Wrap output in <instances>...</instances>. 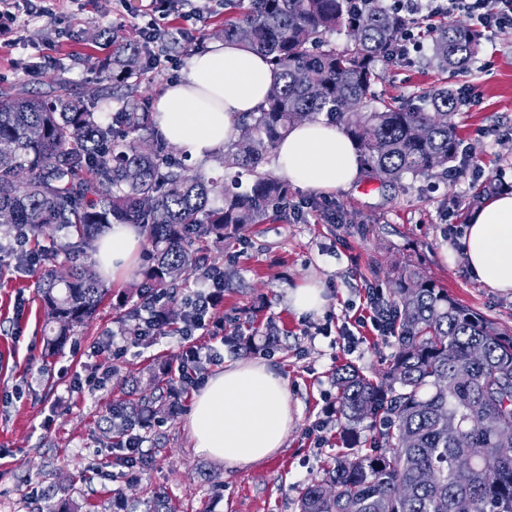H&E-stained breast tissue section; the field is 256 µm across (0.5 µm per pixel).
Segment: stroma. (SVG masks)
Here are the masks:
<instances>
[{
	"label": "stroma",
	"mask_w": 512,
	"mask_h": 512,
	"mask_svg": "<svg viewBox=\"0 0 512 512\" xmlns=\"http://www.w3.org/2000/svg\"><path fill=\"white\" fill-rule=\"evenodd\" d=\"M138 0H56L52 11L30 16L17 10V38L0 42V88L21 87L70 98L115 112L124 100L154 103L176 82L188 61L224 38L233 6L213 0L201 20L180 10L165 19L173 42L166 72L143 69L127 86L112 78V36L138 38L145 20ZM374 86L378 99L407 104L416 92L447 86L475 87L473 105L453 116L460 145L481 166L480 179L451 172L401 183L359 173L346 189L332 191L340 223L320 216L296 219L282 212L245 225L234 238L211 246L209 263L224 269V300L215 316L224 334L250 330L277 338L268 348L229 349L210 332L188 342L212 347L222 364L255 358L288 381L298 408L286 448L270 460L230 470L195 452L187 429L192 392L176 391L177 411L142 430L144 465L121 468L112 453L121 419L115 404L125 383L139 379L152 393L149 371L177 370L186 340L175 332L129 345L125 354L93 355L103 337H123L117 320L120 297L141 278L111 284L93 322L77 329L52 359L43 355L44 313L35 274L0 258V512H67L78 501L82 512H149L165 496L171 512H297L303 489L320 480L345 446L339 422L323 424L335 401L337 366L351 364L375 378L396 352V340L365 323L368 291L389 290L399 272L417 268L449 295L501 331L512 335V293L485 288L473 279L460 255L458 232L474 207L490 198L496 173L512 182V36L482 43L469 70L439 67L430 54L407 63L384 62ZM322 284L326 304L300 315L288 305V291ZM101 365L102 383L76 390L70 382Z\"/></svg>",
	"instance_id": "stroma-1"
}]
</instances>
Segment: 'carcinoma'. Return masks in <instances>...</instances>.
I'll list each match as a JSON object with an SVG mask.
<instances>
[{
	"mask_svg": "<svg viewBox=\"0 0 512 512\" xmlns=\"http://www.w3.org/2000/svg\"><path fill=\"white\" fill-rule=\"evenodd\" d=\"M400 25L392 10H360L353 0H249L224 22V39L266 57L275 72L265 104L242 121L246 134L217 158L252 177L244 190L238 177L228 184L186 173L144 106L126 104L107 119L62 95L0 91V235L37 241L54 226L68 231L55 253L37 254L46 356L94 318L108 292L92 263L71 262L74 250L113 224H137L148 242L141 286L175 297L173 272L200 270L209 242L259 223L288 196L260 167L297 124L343 125L360 165L389 181L456 162L454 90L424 91L398 108L377 104V65L396 50ZM332 32L346 33V44L328 40ZM112 46V68L131 75L143 65L133 40L114 35ZM480 46L475 29L454 22L431 39L449 70L467 67ZM213 196L224 206L211 207ZM388 303L397 350L375 380L353 366L336 372L348 451L303 490L298 512H512V444L502 442L512 432V336L415 268L394 281ZM168 411L163 397H145L125 420ZM362 430L367 448L357 447ZM463 455L472 459L466 470L456 464Z\"/></svg>",
	"mask_w": 512,
	"mask_h": 512,
	"instance_id": "cac0c4a2",
	"label": "carcinoma"
}]
</instances>
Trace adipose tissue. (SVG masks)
Listing matches in <instances>:
<instances>
[{"mask_svg": "<svg viewBox=\"0 0 512 512\" xmlns=\"http://www.w3.org/2000/svg\"><path fill=\"white\" fill-rule=\"evenodd\" d=\"M274 73L263 56L235 42H215L195 55L155 105V131L190 158L211 161L238 133L243 113L265 103ZM276 163L288 182L333 191L356 180V146L340 126L308 122L278 142ZM142 236L116 224L96 243L99 273L118 281L134 270ZM470 275L493 291L512 292V192L490 197L471 212L460 241ZM295 410L288 383L260 361L241 360L211 376L196 393L187 419L198 454L244 469L286 446Z\"/></svg>", "mask_w": 512, "mask_h": 512, "instance_id": "ef3b65f1", "label": "adipose tissue"}]
</instances>
